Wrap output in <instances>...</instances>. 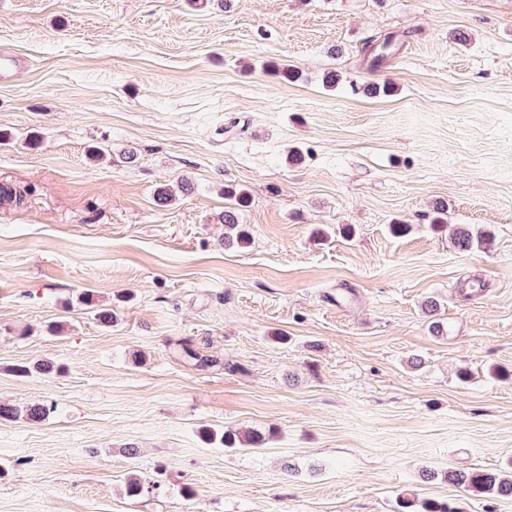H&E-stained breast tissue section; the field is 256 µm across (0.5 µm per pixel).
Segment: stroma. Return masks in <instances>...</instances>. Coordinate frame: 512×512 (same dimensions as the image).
Returning a JSON list of instances; mask_svg holds the SVG:
<instances>
[{"label": "stroma", "mask_w": 512, "mask_h": 512, "mask_svg": "<svg viewBox=\"0 0 512 512\" xmlns=\"http://www.w3.org/2000/svg\"><path fill=\"white\" fill-rule=\"evenodd\" d=\"M2 49L0 403L52 411L0 420V512H396L512 468V0H0ZM224 195L229 198H235L236 204L224 207L221 215V223L224 224V246L225 247H244L250 243V233L246 227L240 223L239 208L247 198V193L239 188H224ZM452 236L454 246L462 252L471 251L475 247L479 248L490 242L488 234L475 231L465 225H457L453 230Z\"/></svg>", "instance_id": "obj_1"}]
</instances>
